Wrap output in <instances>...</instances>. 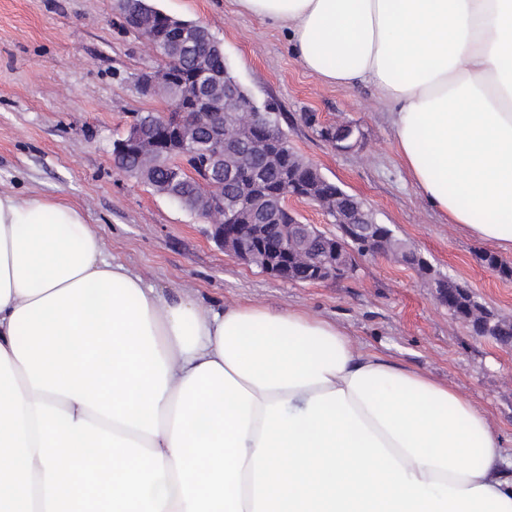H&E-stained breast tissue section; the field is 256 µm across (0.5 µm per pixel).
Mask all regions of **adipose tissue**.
<instances>
[{
    "label": "adipose tissue",
    "mask_w": 512,
    "mask_h": 512,
    "mask_svg": "<svg viewBox=\"0 0 512 512\" xmlns=\"http://www.w3.org/2000/svg\"><path fill=\"white\" fill-rule=\"evenodd\" d=\"M372 84L414 185L512 255V0H234ZM0 512H512V448L338 324L168 300L79 207L0 192Z\"/></svg>",
    "instance_id": "adipose-tissue-1"
}]
</instances>
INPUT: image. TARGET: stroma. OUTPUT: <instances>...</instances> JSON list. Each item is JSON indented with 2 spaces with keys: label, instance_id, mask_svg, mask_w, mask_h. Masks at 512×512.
I'll return each mask as SVG.
<instances>
[{
  "label": "stroma",
  "instance_id": "35a3bbf8",
  "mask_svg": "<svg viewBox=\"0 0 512 512\" xmlns=\"http://www.w3.org/2000/svg\"><path fill=\"white\" fill-rule=\"evenodd\" d=\"M203 23L258 105H271L297 154L356 196L432 268L512 318V279L483 265L487 244L448 223L415 187L393 139L388 105L366 84L328 86L285 34L239 14L233 0H148ZM115 0H0V192L85 209L112 257L168 298L297 309L336 322L354 346L450 385L512 438V349L472 335L424 276L396 256L359 255L347 276L313 284L271 278L224 253L208 219L117 168L115 140L134 113L164 109L136 78L161 60L117 24ZM355 123L339 152L321 128Z\"/></svg>",
  "mask_w": 512,
  "mask_h": 512
}]
</instances>
